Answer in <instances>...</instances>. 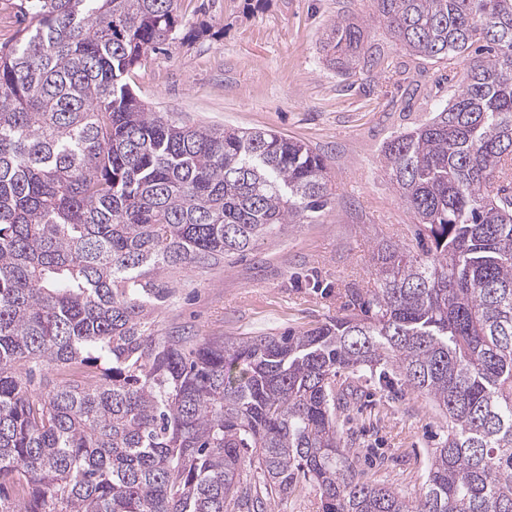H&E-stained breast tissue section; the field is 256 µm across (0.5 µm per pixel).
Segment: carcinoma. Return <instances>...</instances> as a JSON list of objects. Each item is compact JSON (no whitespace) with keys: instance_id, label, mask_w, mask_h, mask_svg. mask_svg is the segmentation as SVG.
I'll return each mask as SVG.
<instances>
[{"instance_id":"obj_1","label":"carcinoma","mask_w":512,"mask_h":512,"mask_svg":"<svg viewBox=\"0 0 512 512\" xmlns=\"http://www.w3.org/2000/svg\"><path fill=\"white\" fill-rule=\"evenodd\" d=\"M179 0H20L0 44V512H512V0H374V21L462 87L391 140L415 246L373 255L350 313L279 336L156 334L161 274L208 269L331 203L327 164L271 131L187 126L127 75ZM340 71L375 61L338 21ZM84 376L36 388V373ZM448 416L425 488L362 480L353 385L389 372ZM271 510L267 512H318L319 499L316 492L305 483L287 498L271 499Z\"/></svg>"}]
</instances>
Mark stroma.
Segmentation results:
<instances>
[{"label": "stroma", "mask_w": 512, "mask_h": 512, "mask_svg": "<svg viewBox=\"0 0 512 512\" xmlns=\"http://www.w3.org/2000/svg\"><path fill=\"white\" fill-rule=\"evenodd\" d=\"M372 0H180L178 37L129 74L149 108L189 125L272 131L328 166L332 199L310 224H287L205 273L171 276L161 336L239 338L308 329L345 313V291L376 281L372 255L411 242L414 219L390 183L386 143L428 122L452 90L441 64L415 59L371 20ZM368 26L374 66L343 74L322 46L328 25ZM345 451L364 480L412 500L448 420L424 395L359 392Z\"/></svg>", "instance_id": "stroma-1"}]
</instances>
